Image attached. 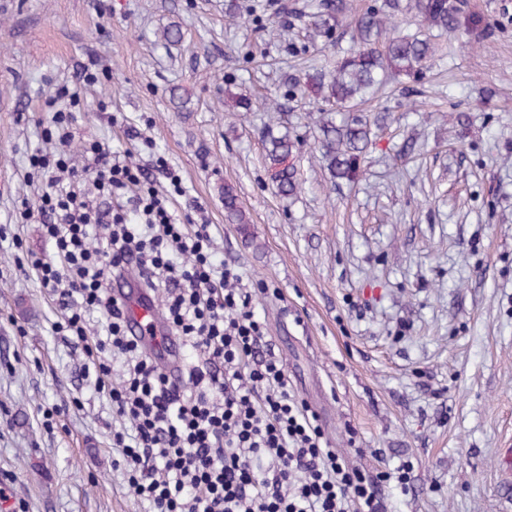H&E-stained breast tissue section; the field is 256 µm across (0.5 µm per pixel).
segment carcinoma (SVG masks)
<instances>
[{"label":"carcinoma","mask_w":512,"mask_h":512,"mask_svg":"<svg viewBox=\"0 0 512 512\" xmlns=\"http://www.w3.org/2000/svg\"><path fill=\"white\" fill-rule=\"evenodd\" d=\"M400 10L397 0L382 2L354 18L353 46L336 48L332 68L315 69L291 79L289 93L299 97L306 88H313L326 111L340 115L337 122L326 121L321 130L322 158L336 179L354 182L360 162L371 144L370 120L354 114L357 105L366 102L373 91L390 75L414 78L422 75L436 52L427 32L438 30L448 35L460 31L480 44L489 36L490 24L476 13L463 8L461 0H409L408 10L420 18L421 31L402 35L395 21ZM350 12L348 0H323L313 25L322 36L330 37L333 26ZM295 144L286 137L267 141L266 157L279 191L284 195L296 192L299 182L295 167L289 163ZM224 211L244 227L249 224L241 210L233 187L224 186Z\"/></svg>","instance_id":"obj_1"}]
</instances>
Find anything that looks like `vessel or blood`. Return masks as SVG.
I'll use <instances>...</instances> for the list:
<instances>
[{
	"instance_id": "1",
	"label": "vessel or blood",
	"mask_w": 512,
	"mask_h": 512,
	"mask_svg": "<svg viewBox=\"0 0 512 512\" xmlns=\"http://www.w3.org/2000/svg\"><path fill=\"white\" fill-rule=\"evenodd\" d=\"M111 292L125 305L129 334L149 347L173 385H180L186 363L183 342L167 328L155 294L144 288L132 263H124L111 283Z\"/></svg>"
}]
</instances>
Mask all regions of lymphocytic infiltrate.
Segmentation results:
<instances>
[{
	"label": "lymphocytic infiltrate",
	"instance_id": "f902f5d3",
	"mask_svg": "<svg viewBox=\"0 0 512 512\" xmlns=\"http://www.w3.org/2000/svg\"><path fill=\"white\" fill-rule=\"evenodd\" d=\"M79 102L66 85L48 100L57 135L51 152L30 158L42 172L40 204L22 215L36 217L52 246L32 267L55 305L53 330L92 364L117 422L112 445L147 512H385L383 488L406 485V467L368 477L327 446L265 340L258 289L217 259L211 225L178 222L157 190L161 181L179 189V175L164 156L134 166L104 142L74 156ZM128 258L162 293L169 329L188 350L181 386L125 333L108 285Z\"/></svg>",
	"mask_w": 512,
	"mask_h": 512
}]
</instances>
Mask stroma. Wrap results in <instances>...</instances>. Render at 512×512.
Listing matches in <instances>:
<instances>
[{
    "mask_svg": "<svg viewBox=\"0 0 512 512\" xmlns=\"http://www.w3.org/2000/svg\"><path fill=\"white\" fill-rule=\"evenodd\" d=\"M227 2L0 0V512H143L110 405L52 331L30 265L51 247L14 211L39 204L28 157L48 147L45 97L88 68L73 151L98 140L144 164L148 139L169 159L176 213L212 224L218 258L260 289L266 338L331 447L369 476L409 465L386 512H512V0H467L494 34L455 35L420 95L388 80L367 109L389 120L353 183L320 160L315 97L288 93L334 55L312 26L319 0H253L232 25ZM172 25L181 38L164 43ZM271 134L296 143L293 195L272 179ZM228 185L248 234L224 211Z\"/></svg>",
    "mask_w": 512,
    "mask_h": 512,
    "instance_id": "stroma-1",
    "label": "stroma"
}]
</instances>
